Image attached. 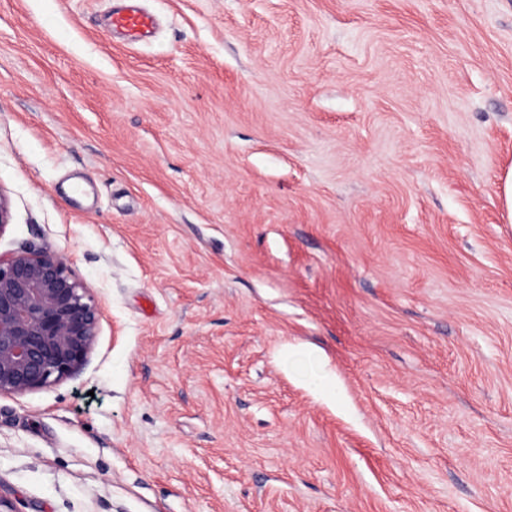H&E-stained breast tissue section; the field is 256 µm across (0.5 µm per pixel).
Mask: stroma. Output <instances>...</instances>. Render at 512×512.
<instances>
[{"mask_svg": "<svg viewBox=\"0 0 512 512\" xmlns=\"http://www.w3.org/2000/svg\"><path fill=\"white\" fill-rule=\"evenodd\" d=\"M116 4L0 0V254L100 311L0 396V497L512 512V0H141L144 43ZM112 30L122 34L129 42H139L149 37L155 30L151 14L137 5H129L113 11L110 17Z\"/></svg>", "mask_w": 512, "mask_h": 512, "instance_id": "35a3bbf8", "label": "stroma"}]
</instances>
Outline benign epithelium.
<instances>
[{"instance_id":"benign-epithelium-1","label":"benign epithelium","mask_w":512,"mask_h":512,"mask_svg":"<svg viewBox=\"0 0 512 512\" xmlns=\"http://www.w3.org/2000/svg\"><path fill=\"white\" fill-rule=\"evenodd\" d=\"M98 321L94 298L64 259L33 245L0 255V395L79 372Z\"/></svg>"}]
</instances>
